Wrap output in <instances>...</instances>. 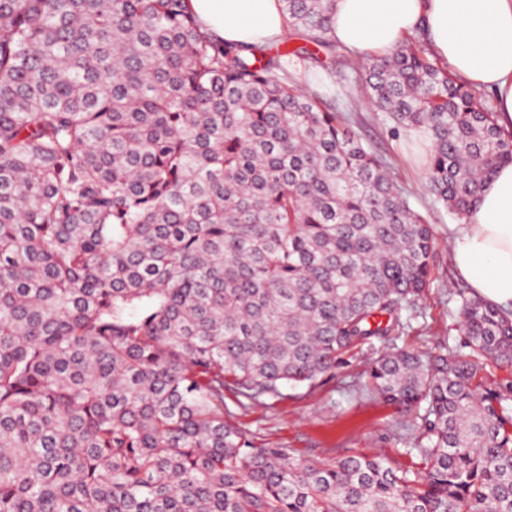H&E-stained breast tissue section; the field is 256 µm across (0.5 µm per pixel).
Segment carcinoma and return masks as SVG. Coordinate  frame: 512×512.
I'll list each match as a JSON object with an SVG mask.
<instances>
[{"mask_svg":"<svg viewBox=\"0 0 512 512\" xmlns=\"http://www.w3.org/2000/svg\"><path fill=\"white\" fill-rule=\"evenodd\" d=\"M188 0H0V512H512V312L469 288L464 349L398 346L435 240L355 114L284 75L303 46L203 34ZM458 222L512 163L491 100L419 30L365 73ZM380 343L382 349L375 348ZM368 358L417 461L257 448L224 421Z\"/></svg>","mask_w":512,"mask_h":512,"instance_id":"cac0c4a2","label":"carcinoma"}]
</instances>
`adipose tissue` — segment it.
<instances>
[{
	"mask_svg": "<svg viewBox=\"0 0 512 512\" xmlns=\"http://www.w3.org/2000/svg\"><path fill=\"white\" fill-rule=\"evenodd\" d=\"M200 29L252 46L283 37L278 0H190ZM458 79L492 93L499 125L512 128V0H338L333 35L359 59L397 49L417 28ZM452 261L482 299L512 304V165L455 225Z\"/></svg>",
	"mask_w": 512,
	"mask_h": 512,
	"instance_id": "obj_1",
	"label": "adipose tissue"
}]
</instances>
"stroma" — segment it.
<instances>
[{
  "instance_id": "35a3bbf8",
  "label": "stroma",
  "mask_w": 512,
  "mask_h": 512,
  "mask_svg": "<svg viewBox=\"0 0 512 512\" xmlns=\"http://www.w3.org/2000/svg\"><path fill=\"white\" fill-rule=\"evenodd\" d=\"M334 106L355 111L362 142L387 158L395 181L409 193L413 207L432 217L437 241L434 273L419 304L421 315L404 336V343L422 351L459 347L464 337L451 295L458 276L451 261L450 218L424 191L421 172L411 161L405 141L391 135L383 113L369 104L363 86L353 83L342 89ZM366 372V358L357 356L335 376L323 378L310 389L288 387L278 397L256 401L228 392L224 418L255 446L285 449L294 460L327 463L364 454L384 456L396 467L410 465L412 458L400 431L413 417L398 413L366 390Z\"/></svg>"
}]
</instances>
